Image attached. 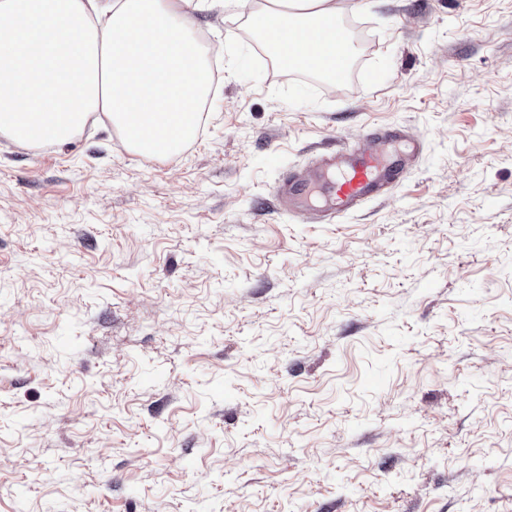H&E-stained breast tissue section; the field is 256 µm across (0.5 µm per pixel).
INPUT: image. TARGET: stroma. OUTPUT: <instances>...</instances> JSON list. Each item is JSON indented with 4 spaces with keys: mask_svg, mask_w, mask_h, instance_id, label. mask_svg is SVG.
Returning <instances> with one entry per match:
<instances>
[{
    "mask_svg": "<svg viewBox=\"0 0 512 512\" xmlns=\"http://www.w3.org/2000/svg\"><path fill=\"white\" fill-rule=\"evenodd\" d=\"M336 7L348 86L195 15L173 158L0 135V512H512V0ZM373 124L425 137L398 187L280 208Z\"/></svg>",
    "mask_w": 512,
    "mask_h": 512,
    "instance_id": "obj_1",
    "label": "stroma"
}]
</instances>
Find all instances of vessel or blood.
<instances>
[{
    "instance_id": "obj_1",
    "label": "vessel or blood",
    "mask_w": 512,
    "mask_h": 512,
    "mask_svg": "<svg viewBox=\"0 0 512 512\" xmlns=\"http://www.w3.org/2000/svg\"><path fill=\"white\" fill-rule=\"evenodd\" d=\"M422 151V138L407 128L375 129L356 144L326 150L306 172L289 173L275 184L274 194L285 211L331 221L384 196Z\"/></svg>"
}]
</instances>
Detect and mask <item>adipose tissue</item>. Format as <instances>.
I'll list each match as a JSON object with an SVG mask.
<instances>
[{
	"label": "adipose tissue",
	"instance_id": "1",
	"mask_svg": "<svg viewBox=\"0 0 512 512\" xmlns=\"http://www.w3.org/2000/svg\"><path fill=\"white\" fill-rule=\"evenodd\" d=\"M223 0H0V134L60 145L88 124L124 131L146 159L178 154L197 133L210 72L193 14ZM269 54L311 65L350 50L334 0H264Z\"/></svg>",
	"mask_w": 512,
	"mask_h": 512
}]
</instances>
